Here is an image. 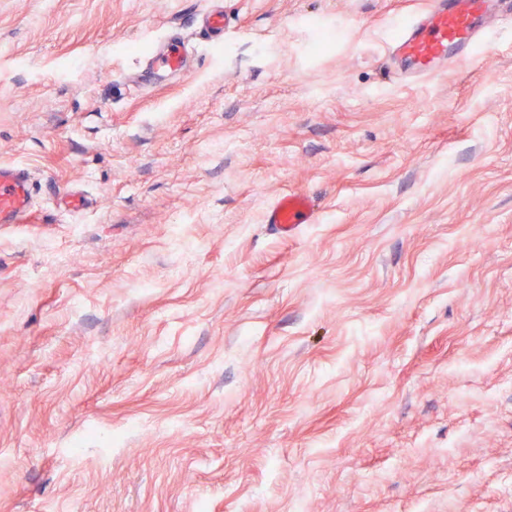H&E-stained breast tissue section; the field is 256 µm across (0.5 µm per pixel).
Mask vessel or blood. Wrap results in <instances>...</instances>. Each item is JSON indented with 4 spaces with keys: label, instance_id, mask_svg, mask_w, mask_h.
I'll use <instances>...</instances> for the list:
<instances>
[{
    "label": "vessel or blood",
    "instance_id": "b4317fda",
    "mask_svg": "<svg viewBox=\"0 0 512 512\" xmlns=\"http://www.w3.org/2000/svg\"><path fill=\"white\" fill-rule=\"evenodd\" d=\"M504 0H423L422 7L394 28L388 46L390 72L405 82L428 80L448 66L479 57L503 15L512 16ZM197 22L206 40L229 30L231 19L216 8ZM189 51L178 37H168L151 58V68L170 74L184 71ZM33 216V195L25 168L0 165V224H26ZM315 200L286 193L267 209L264 221L275 233L292 237L303 225L317 223Z\"/></svg>",
    "mask_w": 512,
    "mask_h": 512
}]
</instances>
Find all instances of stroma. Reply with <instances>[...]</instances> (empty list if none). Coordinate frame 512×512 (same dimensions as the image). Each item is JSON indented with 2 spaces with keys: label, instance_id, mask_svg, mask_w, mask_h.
Masks as SVG:
<instances>
[{
  "label": "stroma",
  "instance_id": "1",
  "mask_svg": "<svg viewBox=\"0 0 512 512\" xmlns=\"http://www.w3.org/2000/svg\"><path fill=\"white\" fill-rule=\"evenodd\" d=\"M208 6L0 0V512H512V26L403 86L420 0ZM193 21H197L201 33L205 36V41H213L214 37L221 36L224 31L231 27L232 19L229 15H224V10L216 8L206 11ZM189 57L185 43L170 35L155 51L146 75L152 74L155 68L170 74L180 73L188 67ZM33 195L25 168L0 165V224H28L33 216ZM319 210L315 200L307 194L286 193L278 197L267 209L264 223L275 233L293 237L303 224H316Z\"/></svg>",
  "mask_w": 512,
  "mask_h": 512
}]
</instances>
